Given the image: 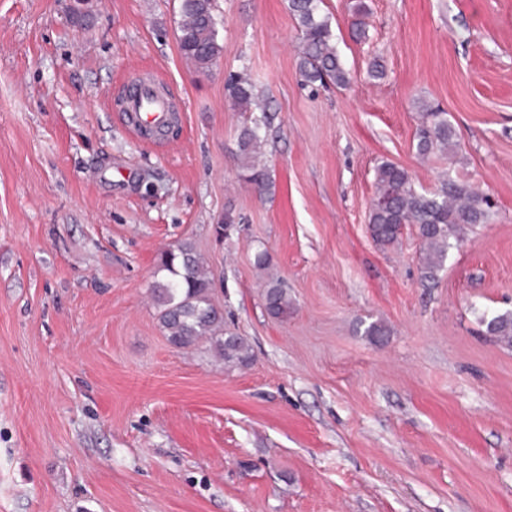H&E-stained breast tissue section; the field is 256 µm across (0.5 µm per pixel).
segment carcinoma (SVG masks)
Listing matches in <instances>:
<instances>
[{
    "instance_id": "carcinoma-1",
    "label": "carcinoma",
    "mask_w": 512,
    "mask_h": 512,
    "mask_svg": "<svg viewBox=\"0 0 512 512\" xmlns=\"http://www.w3.org/2000/svg\"><path fill=\"white\" fill-rule=\"evenodd\" d=\"M322 0H288V10L300 31L298 69L310 84L347 87L351 77L336 48L328 17L321 14ZM177 31L181 54L199 73H206L221 53L218 42L216 0H180ZM225 89L233 104L248 113L237 135L238 157L247 179L263 191L268 185L262 154L270 115L261 106L255 83L246 73L231 76ZM420 124L416 151L426 158L436 152L456 154L458 143L448 113L427 103L418 105ZM491 204L478 188L463 181L444 178L432 191H418L407 170L382 161L376 167L375 198L369 226L373 239L382 246L397 243L404 228L414 226L420 240V279L438 280L448 258L450 239L463 240L467 226L486 224ZM158 271L164 276L152 285L158 321L167 340L177 348L207 342L227 366L251 362L248 339L224 327L223 314L212 303L213 275L189 242H180L161 254ZM265 308L275 319L288 317L293 306L281 281L266 284ZM480 323L491 339L512 348V310L482 315Z\"/></svg>"
}]
</instances>
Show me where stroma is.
<instances>
[{"mask_svg": "<svg viewBox=\"0 0 512 512\" xmlns=\"http://www.w3.org/2000/svg\"><path fill=\"white\" fill-rule=\"evenodd\" d=\"M72 5L0 0V512H512V348L479 322L512 309V0H323L346 88L303 82L288 0H216L204 74L178 0H83L79 22ZM241 72L273 117L261 193L236 158ZM146 76L179 109L162 149L117 106ZM422 101L456 157L417 154ZM383 160L494 203L434 283L415 228L371 237ZM181 241L250 365L167 341L151 286ZM265 308L274 319L288 317L293 309L288 293L279 279H270L266 284Z\"/></svg>", "mask_w": 512, "mask_h": 512, "instance_id": "stroma-1", "label": "stroma"}]
</instances>
